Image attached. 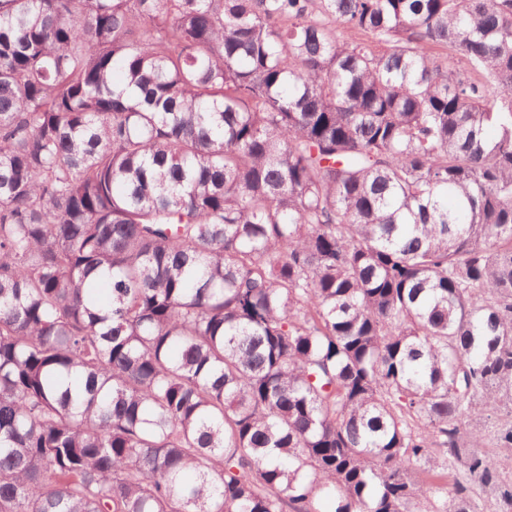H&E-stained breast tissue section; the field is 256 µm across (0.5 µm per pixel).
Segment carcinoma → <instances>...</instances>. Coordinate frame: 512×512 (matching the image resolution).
<instances>
[{
  "instance_id": "cac0c4a2",
  "label": "carcinoma",
  "mask_w": 512,
  "mask_h": 512,
  "mask_svg": "<svg viewBox=\"0 0 512 512\" xmlns=\"http://www.w3.org/2000/svg\"><path fill=\"white\" fill-rule=\"evenodd\" d=\"M503 417L512 0H0V512H512ZM497 471L499 476L507 481L512 480V453L505 452L502 448L488 443L485 448H480Z\"/></svg>"
}]
</instances>
